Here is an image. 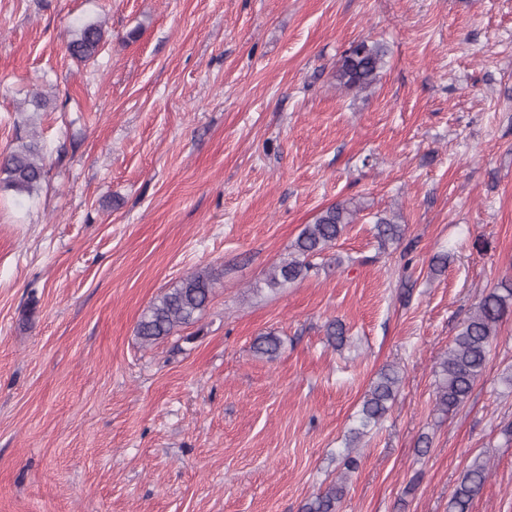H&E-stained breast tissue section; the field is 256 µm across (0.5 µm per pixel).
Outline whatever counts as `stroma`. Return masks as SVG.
Masks as SVG:
<instances>
[{
    "instance_id": "stroma-1",
    "label": "stroma",
    "mask_w": 512,
    "mask_h": 512,
    "mask_svg": "<svg viewBox=\"0 0 512 512\" xmlns=\"http://www.w3.org/2000/svg\"><path fill=\"white\" fill-rule=\"evenodd\" d=\"M97 20L101 50L71 58ZM364 39L378 80L339 88ZM36 91L59 158L37 196L0 192V512H301L349 452L337 512H448L478 456L470 512H512V310L467 402L433 396L512 281V0H0V151ZM345 200L308 276L265 287ZM385 212L400 243L375 236ZM201 269L198 320L143 344L142 313ZM388 367L396 398L347 450ZM103 25L101 21H89L77 26L65 45L68 55L82 61L93 59L103 44ZM383 44L362 40L353 45L336 65L334 78L339 87L362 92L377 80L385 63ZM350 204H332L322 210L312 224H307L295 241L294 251L269 270L264 280L266 287L272 290L306 278L312 268L310 257L335 244L345 227L355 223L359 209ZM489 473V461L480 456L476 457L453 491L448 501V512H469L473 500L483 489Z\"/></svg>"
}]
</instances>
